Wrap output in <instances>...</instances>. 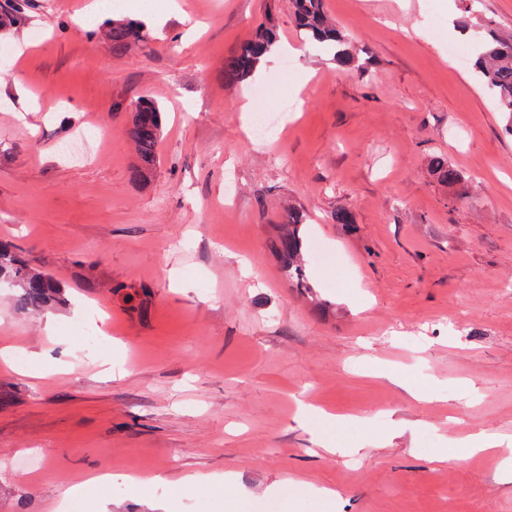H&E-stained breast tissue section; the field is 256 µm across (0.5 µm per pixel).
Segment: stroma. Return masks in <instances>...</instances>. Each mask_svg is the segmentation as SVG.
I'll list each match as a JSON object with an SVG mask.
<instances>
[{"mask_svg":"<svg viewBox=\"0 0 512 512\" xmlns=\"http://www.w3.org/2000/svg\"><path fill=\"white\" fill-rule=\"evenodd\" d=\"M88 2L18 0L0 28V240L65 298L0 296V348L28 361L0 370V512H69L76 484L83 512H512L502 451L438 460L471 432L512 445V136L448 55L465 15L512 35V0H324L362 73L305 43L290 0H137L149 37L120 58L77 24ZM268 12L288 52L249 79L284 119L262 140L224 58ZM144 97L164 137L138 184ZM291 203L331 255L306 256L325 315L269 249ZM127 136L135 153L131 178L144 183L158 162V148L163 138L162 112L151 99L142 98L134 104Z\"/></svg>","mask_w":512,"mask_h":512,"instance_id":"stroma-1","label":"stroma"}]
</instances>
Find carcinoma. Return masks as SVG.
Returning a JSON list of instances; mask_svg holds the SVG:
<instances>
[{
    "instance_id": "obj_1",
    "label": "carcinoma",
    "mask_w": 512,
    "mask_h": 512,
    "mask_svg": "<svg viewBox=\"0 0 512 512\" xmlns=\"http://www.w3.org/2000/svg\"><path fill=\"white\" fill-rule=\"evenodd\" d=\"M292 9L296 26L313 47L333 53L336 65L343 70L360 69L346 36L324 11L322 0H292ZM101 28L115 56L126 54L146 39L144 27L129 21L107 20ZM276 39L272 19L267 15L256 25L254 33L224 58V83L236 87L250 77L258 65L266 60ZM473 66L484 86L497 99L500 110L512 118V36L501 37L491 30L478 33L473 50ZM127 136L135 153L131 178L144 183L158 162V148L163 138L162 112L155 102L142 98L134 104ZM430 169L446 185L460 180L459 172L449 166L448 160L441 155L432 157ZM306 221L302 210L288 208L286 217L277 225L270 247L288 281L307 291L310 286L303 258V227ZM1 282L18 289L16 302L24 310L39 309L50 304L60 291L52 277L35 270L13 245L2 242Z\"/></svg>"
}]
</instances>
